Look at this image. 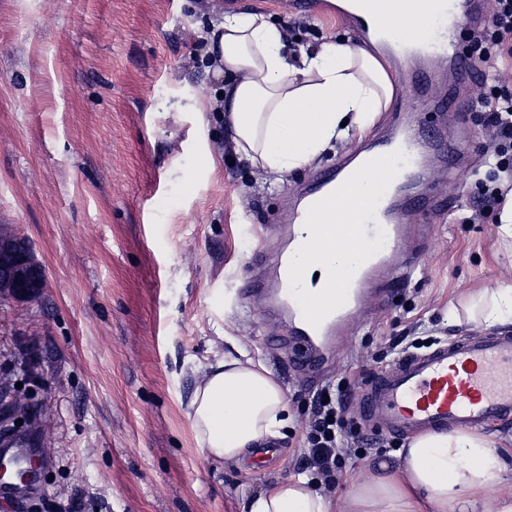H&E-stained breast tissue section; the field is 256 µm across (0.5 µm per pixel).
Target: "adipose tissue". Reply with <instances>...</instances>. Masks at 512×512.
I'll use <instances>...</instances> for the list:
<instances>
[{"label": "adipose tissue", "mask_w": 512, "mask_h": 512, "mask_svg": "<svg viewBox=\"0 0 512 512\" xmlns=\"http://www.w3.org/2000/svg\"><path fill=\"white\" fill-rule=\"evenodd\" d=\"M220 83L198 95L217 112L243 154L268 174L303 168L336 144L370 134L396 90L388 60L358 43L330 40L293 56L282 28L259 13H224L205 35ZM471 321L512 327V283L484 290ZM188 416L204 456L242 462L282 439L285 394L250 359L214 354L202 364ZM512 448L475 429L427 430L395 462L349 480L342 497L301 475L250 497L246 512H512Z\"/></svg>", "instance_id": "ef3b65f1"}]
</instances>
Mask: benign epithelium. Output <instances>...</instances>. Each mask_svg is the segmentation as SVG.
I'll use <instances>...</instances> for the list:
<instances>
[{
	"mask_svg": "<svg viewBox=\"0 0 512 512\" xmlns=\"http://www.w3.org/2000/svg\"><path fill=\"white\" fill-rule=\"evenodd\" d=\"M46 286L45 270L29 244L3 229L0 231V298L31 300Z\"/></svg>",
	"mask_w": 512,
	"mask_h": 512,
	"instance_id": "benign-epithelium-1",
	"label": "benign epithelium"
}]
</instances>
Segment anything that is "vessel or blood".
Segmentation results:
<instances>
[{
    "instance_id": "1",
    "label": "vessel or blood",
    "mask_w": 512,
    "mask_h": 512,
    "mask_svg": "<svg viewBox=\"0 0 512 512\" xmlns=\"http://www.w3.org/2000/svg\"><path fill=\"white\" fill-rule=\"evenodd\" d=\"M362 0L356 19L361 35L374 30L413 32L425 63L406 79L426 94H434L432 71L456 64L452 35L458 19L481 17L487 0ZM420 147L415 134H402L374 145L359 165L342 164L336 173L318 179L300 201L311 221L288 224L280 263L260 289L274 309L288 320L289 342L300 368L320 365L346 317L366 294L369 284L383 278L392 264L393 248L406 234L384 203L401 171L414 164ZM356 182L371 184L373 200L367 208L343 214L336 201ZM355 241L358 252L347 262L336 259L337 244ZM321 255L326 271L320 295L322 307L309 305L304 255ZM370 410L390 431L416 434L436 427L481 428L512 417V337L476 336L400 357L379 374L366 394ZM36 443L29 438L0 434V457L5 462L32 459Z\"/></svg>"
}]
</instances>
